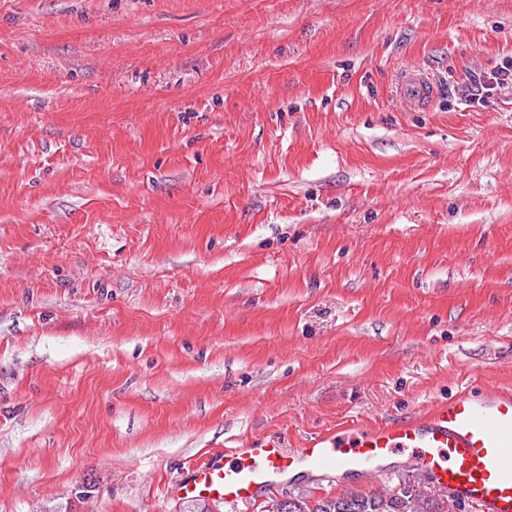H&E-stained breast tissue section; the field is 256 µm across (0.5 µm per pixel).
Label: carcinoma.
<instances>
[{"label": "carcinoma", "mask_w": 512, "mask_h": 512, "mask_svg": "<svg viewBox=\"0 0 512 512\" xmlns=\"http://www.w3.org/2000/svg\"><path fill=\"white\" fill-rule=\"evenodd\" d=\"M460 501L435 491L427 477L410 469L385 494L358 491L316 501L301 495L274 498L262 512H455Z\"/></svg>", "instance_id": "carcinoma-1"}]
</instances>
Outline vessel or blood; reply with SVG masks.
I'll list each match as a JSON object with an SVG mask.
<instances>
[{"label":"vessel or blood","instance_id":"b4317fda","mask_svg":"<svg viewBox=\"0 0 512 512\" xmlns=\"http://www.w3.org/2000/svg\"><path fill=\"white\" fill-rule=\"evenodd\" d=\"M401 448L412 449L413 462L433 485L475 512H512V396L488 392L461 393L413 421L320 437L292 455L267 441L233 448L228 461L190 468L173 492L235 507L279 486L296 466L320 475L383 473Z\"/></svg>","mask_w":512,"mask_h":512}]
</instances>
